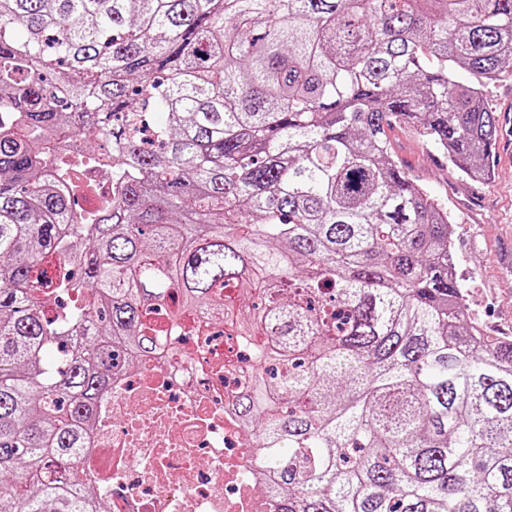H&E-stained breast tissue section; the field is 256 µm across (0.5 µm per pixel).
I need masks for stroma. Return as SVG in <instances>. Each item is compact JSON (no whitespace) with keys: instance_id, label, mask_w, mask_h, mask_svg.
Wrapping results in <instances>:
<instances>
[{"instance_id":"obj_1","label":"stroma","mask_w":512,"mask_h":512,"mask_svg":"<svg viewBox=\"0 0 512 512\" xmlns=\"http://www.w3.org/2000/svg\"><path fill=\"white\" fill-rule=\"evenodd\" d=\"M487 98L498 118L489 180L460 178L407 125L395 126L389 141L408 176L455 217L454 254L471 325L485 336L512 338V76L491 86Z\"/></svg>"}]
</instances>
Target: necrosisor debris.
<instances>
[{
  "label": "necrosis or debris",
  "instance_id": "1",
  "mask_svg": "<svg viewBox=\"0 0 512 512\" xmlns=\"http://www.w3.org/2000/svg\"><path fill=\"white\" fill-rule=\"evenodd\" d=\"M253 366L238 341L188 320L114 377L81 454L106 512H268L255 442L228 410Z\"/></svg>",
  "mask_w": 512,
  "mask_h": 512
}]
</instances>
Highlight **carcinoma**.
Returning <instances> with one entry per match:
<instances>
[{"label":"carcinoma","instance_id":"1","mask_svg":"<svg viewBox=\"0 0 512 512\" xmlns=\"http://www.w3.org/2000/svg\"><path fill=\"white\" fill-rule=\"evenodd\" d=\"M506 73L512 0H0V512H102L78 455L158 309L260 340L273 512H512V340L387 137L488 176Z\"/></svg>","mask_w":512,"mask_h":512}]
</instances>
